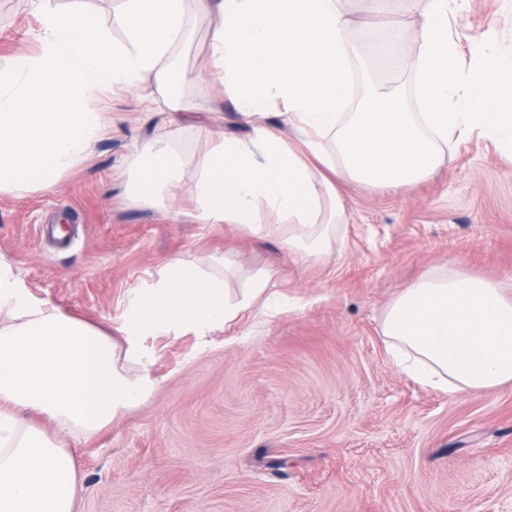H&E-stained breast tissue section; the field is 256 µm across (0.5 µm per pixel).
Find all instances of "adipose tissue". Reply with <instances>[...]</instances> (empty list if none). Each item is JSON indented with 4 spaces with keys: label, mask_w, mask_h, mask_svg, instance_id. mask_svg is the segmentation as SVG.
Masks as SVG:
<instances>
[{
    "label": "adipose tissue",
    "mask_w": 512,
    "mask_h": 512,
    "mask_svg": "<svg viewBox=\"0 0 512 512\" xmlns=\"http://www.w3.org/2000/svg\"><path fill=\"white\" fill-rule=\"evenodd\" d=\"M464 0H424L413 21V69L427 93L420 109H403L399 88L365 85L349 111L360 69L355 31L339 0H299L301 17L285 24L279 0H119L110 21L53 0H31L40 48L0 73V191L48 188L89 152L108 120L93 111L104 91L139 102L164 97L168 120L190 107L169 91L174 51L192 33L189 13L210 19L207 65L190 82L221 86L244 137L217 131L204 169L183 187L181 150L156 141L139 152L130 186L149 206L190 194L197 224H238L252 236L278 237L291 254L327 253L345 215L326 210L333 177L374 187H406L448 165L449 144L480 133L512 148V53L488 32L462 62L448 19ZM303 65L295 75L293 65ZM70 80L69 109L42 112L34 82ZM303 136L294 149L283 136ZM269 268L228 292L221 278L180 257L134 291L110 337L63 310L24 299L0 274V512H74L71 452L23 418L31 412L60 432L89 435L137 406L152 388L146 342L190 333L206 337L243 313L268 318L289 307L272 290ZM394 365L426 388L451 395L494 392L512 384V297L496 280L428 271L388 306L382 321ZM139 364L129 375L126 363Z\"/></svg>",
    "instance_id": "adipose-tissue-1"
}]
</instances>
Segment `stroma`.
<instances>
[{"label": "stroma", "mask_w": 512, "mask_h": 512, "mask_svg": "<svg viewBox=\"0 0 512 512\" xmlns=\"http://www.w3.org/2000/svg\"><path fill=\"white\" fill-rule=\"evenodd\" d=\"M341 8L360 36L401 28L398 81L415 111L410 0ZM489 28L512 49V0H467L448 25L464 53ZM38 32L29 0H0V72L36 51ZM183 96L199 113L172 125L144 116L132 93L102 95L93 109L111 126L85 159L49 188L0 192V268L32 303L112 335L130 294L175 255L233 291L278 266L274 286L297 306L269 321L241 315L203 340H155L152 393L97 434L65 441L75 512H512V387H422L397 372L381 330L426 269L512 277V154L476 138L405 189L336 180L345 217L331 250L291 257L236 225L193 223L190 196L169 211L132 196L135 147L175 144L189 185L216 127L245 134L218 89L193 83Z\"/></svg>", "instance_id": "35a3bbf8"}]
</instances>
